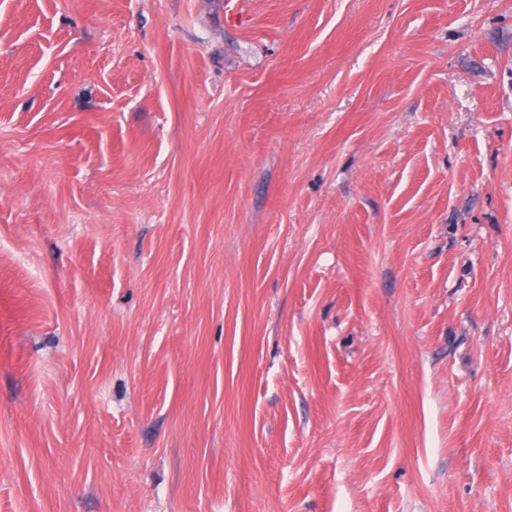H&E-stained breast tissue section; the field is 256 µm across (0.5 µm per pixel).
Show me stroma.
Returning a JSON list of instances; mask_svg holds the SVG:
<instances>
[{
  "label": "stroma",
  "instance_id": "35a3bbf8",
  "mask_svg": "<svg viewBox=\"0 0 512 512\" xmlns=\"http://www.w3.org/2000/svg\"><path fill=\"white\" fill-rule=\"evenodd\" d=\"M0 512H512V0H0Z\"/></svg>",
  "mask_w": 512,
  "mask_h": 512
}]
</instances>
